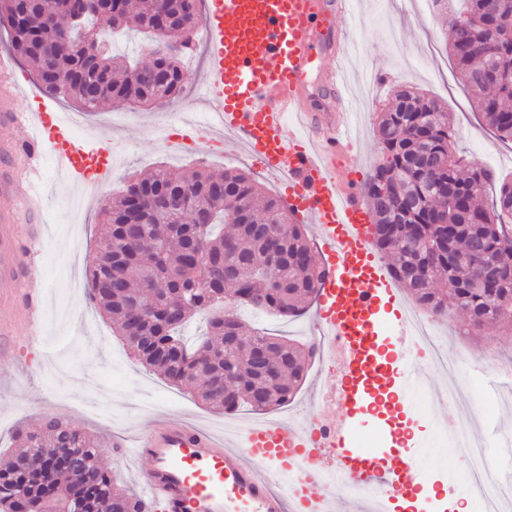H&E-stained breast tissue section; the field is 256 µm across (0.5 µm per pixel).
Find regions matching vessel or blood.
I'll list each match as a JSON object with an SVG mask.
<instances>
[{"label": "vessel or blood", "mask_w": 512, "mask_h": 512, "mask_svg": "<svg viewBox=\"0 0 512 512\" xmlns=\"http://www.w3.org/2000/svg\"><path fill=\"white\" fill-rule=\"evenodd\" d=\"M348 12L349 0H207L202 35L208 67L199 78L207 121L180 119L176 126L179 144L214 150L228 137L262 169L285 174L283 202L299 223L317 230V254L327 272L317 328L343 348L344 397L353 402L368 351L382 332L372 312L389 307L402 324L410 310L373 246L361 177L336 175L354 152L350 113H320L305 104L314 32L325 30L344 52ZM25 122L37 127L36 137L0 140V196L12 201L0 209V300L19 297L24 326L34 330L42 319L41 286L28 279L17 256L41 239L42 158L54 156L78 175L90 160L97 173L111 172L113 160L68 136L59 113L45 104L0 111V130ZM21 225L30 229L23 239L15 234ZM323 426L314 410L297 426L249 425L223 440L172 415L124 451L148 462L139 478L151 512H331L332 498L317 492L327 470L320 456ZM337 455L338 485L364 487L349 497L351 512H390L395 499L424 479L411 455L392 467L375 445L348 435L340 436Z\"/></svg>", "instance_id": "vessel-or-blood-1"}]
</instances>
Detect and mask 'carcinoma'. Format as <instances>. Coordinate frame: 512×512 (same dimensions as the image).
<instances>
[{
    "label": "carcinoma",
    "instance_id": "obj_1",
    "mask_svg": "<svg viewBox=\"0 0 512 512\" xmlns=\"http://www.w3.org/2000/svg\"><path fill=\"white\" fill-rule=\"evenodd\" d=\"M68 0H36L39 13H67ZM178 11V0H97L81 5L69 33L61 26L29 28L22 0H0V27L10 53L34 75L41 91L72 102L83 112L109 103L149 107L180 96L188 78L184 59L201 11L185 15L164 35L174 53L164 60L169 81L161 90L132 87L130 64L112 47L86 67L67 41L91 30H149L159 3ZM448 13L449 49L459 79L484 122L512 142V0H463ZM448 110L411 86L394 93L380 113L379 161L363 185L373 213L372 239L390 259L392 278L416 304L439 317L460 315L463 336L512 329V279L480 286L472 261L477 245L498 268L512 273V178L497 187L477 163L450 149ZM125 181L152 191L158 227L137 229V213L119 189L101 208V229L88 277L93 299L134 356L164 380L197 391L209 407L265 412L296 395L315 357L314 346L260 332L236 313L208 320L209 330L192 346L182 329L196 314H210L232 299L239 307L288 319L317 299L325 271L315 260L304 225L244 171L174 170L159 165ZM193 199L169 206L171 193ZM280 256L270 270L271 254ZM272 353V372L255 370V352ZM14 450L0 468V512H142L140 496L115 484L99 465L96 437L45 416L39 426L16 430Z\"/></svg>",
    "mask_w": 512,
    "mask_h": 512
}]
</instances>
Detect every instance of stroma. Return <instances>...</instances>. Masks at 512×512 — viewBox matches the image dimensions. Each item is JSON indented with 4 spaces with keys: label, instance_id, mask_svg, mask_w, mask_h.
<instances>
[{
    "label": "stroma",
    "instance_id": "1",
    "mask_svg": "<svg viewBox=\"0 0 512 512\" xmlns=\"http://www.w3.org/2000/svg\"><path fill=\"white\" fill-rule=\"evenodd\" d=\"M349 37L343 66L348 75L345 107L353 112L351 137L358 143L355 158L362 175H369L378 159L377 118L391 103L395 87L413 84L439 99L448 108L457 131L455 152L479 162L498 176L512 175V143L499 140L472 107L448 50L445 16L433 0H351L346 18ZM200 96L185 86L180 99L159 109L124 108V118L113 121L112 109L92 115L88 135L101 154L118 161L102 193H84L82 210L70 201L79 185L60 171L53 157H45L46 177L41 184L46 198L43 214L44 243L35 261L26 262L30 278L42 281L43 320L39 342L14 328L0 340V460L9 458L12 435L22 425L36 424L49 414L97 435L100 459L118 484L138 490L135 474L116 454L113 437L132 439L148 432L155 419L178 414L212 432H223V414L215 412L188 390L173 386L131 357L119 336L88 297L86 262L98 233L99 195H112L122 178L164 162L178 169L244 170L265 191L280 195L277 178L246 162L232 146L222 151L175 150L163 139V127L172 112L194 114L203 121ZM240 316L256 328L302 340L314 336L316 308L301 317L285 320L248 309ZM459 321L436 319L435 334L455 345L465 357L463 379L470 393L482 399L484 432H492L504 415L502 397L485 389L487 356L498 354L512 361V335L463 336ZM345 375L343 362H314L296 398L288 406L258 413L239 410L242 423L287 421L298 423L313 389L329 393ZM401 407L417 433L413 442L426 477L434 487H447L449 497H469L473 491L460 480L464 461L452 447H431L432 431L444 407L416 397H405Z\"/></svg>",
    "mask_w": 512,
    "mask_h": 512
}]
</instances>
